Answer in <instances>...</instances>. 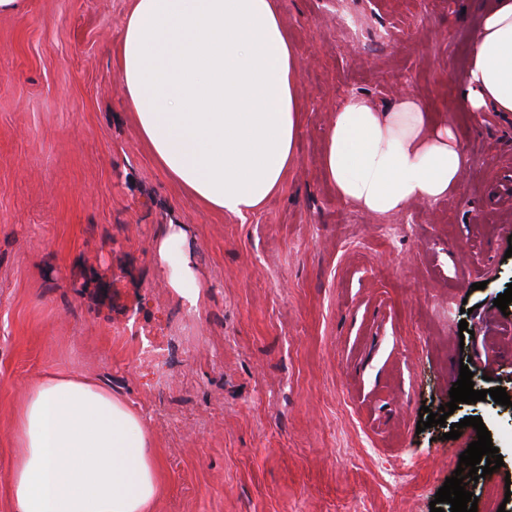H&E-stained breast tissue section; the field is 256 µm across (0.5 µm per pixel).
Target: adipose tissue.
Returning <instances> with one entry per match:
<instances>
[{
  "instance_id": "adipose-tissue-1",
  "label": "adipose tissue",
  "mask_w": 512,
  "mask_h": 512,
  "mask_svg": "<svg viewBox=\"0 0 512 512\" xmlns=\"http://www.w3.org/2000/svg\"><path fill=\"white\" fill-rule=\"evenodd\" d=\"M131 120L157 163L208 208L257 211L296 159L303 104L280 0H131L117 48ZM456 104L512 113V0H494ZM337 196L384 216L453 192L465 150L450 119L413 96L387 112L345 99L322 148ZM181 225L155 244L169 286L196 306L201 285L179 251ZM17 512H148L159 487L143 417L111 390L45 377L16 420Z\"/></svg>"
}]
</instances>
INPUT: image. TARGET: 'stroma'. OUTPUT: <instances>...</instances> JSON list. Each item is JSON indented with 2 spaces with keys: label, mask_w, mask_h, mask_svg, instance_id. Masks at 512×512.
I'll use <instances>...</instances> for the list:
<instances>
[{
  "label": "stroma",
  "mask_w": 512,
  "mask_h": 512,
  "mask_svg": "<svg viewBox=\"0 0 512 512\" xmlns=\"http://www.w3.org/2000/svg\"><path fill=\"white\" fill-rule=\"evenodd\" d=\"M304 100L281 190L245 218L186 194L128 119L115 48L130 0H27L0 15V512L24 390L97 381L145 420L151 512H430L465 427L418 431L468 365L512 396V114L459 112L487 0H281ZM452 115L457 189L378 217L339 199L321 147L349 96ZM185 225L203 285L183 306L154 243ZM472 312L461 315L462 307ZM468 336H460L459 322ZM481 417L503 468L477 512H512V406Z\"/></svg>",
  "instance_id": "stroma-1"
}]
</instances>
